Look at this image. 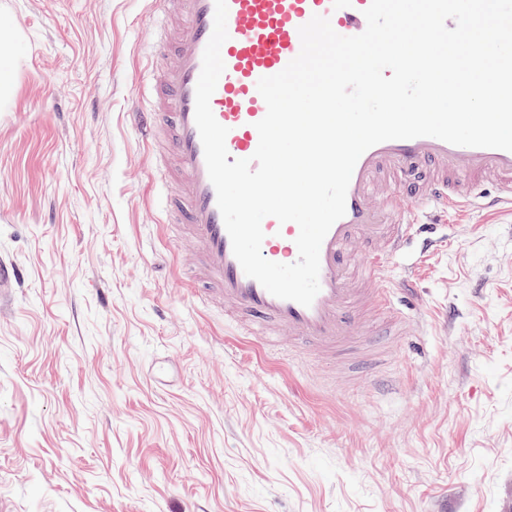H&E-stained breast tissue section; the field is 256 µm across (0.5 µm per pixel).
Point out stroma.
I'll use <instances>...</instances> for the list:
<instances>
[{
  "label": "stroma",
  "mask_w": 512,
  "mask_h": 512,
  "mask_svg": "<svg viewBox=\"0 0 512 512\" xmlns=\"http://www.w3.org/2000/svg\"><path fill=\"white\" fill-rule=\"evenodd\" d=\"M0 512H512V206L443 218L375 389L265 354L160 228L151 0H0ZM174 357L171 380L149 372ZM24 274L21 269L6 261L0 262V303L12 296L13 288H16Z\"/></svg>",
  "instance_id": "1"
}]
</instances>
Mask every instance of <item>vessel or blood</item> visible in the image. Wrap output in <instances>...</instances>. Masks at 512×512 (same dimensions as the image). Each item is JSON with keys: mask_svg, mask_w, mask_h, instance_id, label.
<instances>
[{"mask_svg": "<svg viewBox=\"0 0 512 512\" xmlns=\"http://www.w3.org/2000/svg\"><path fill=\"white\" fill-rule=\"evenodd\" d=\"M161 32L148 60L147 82L136 95L131 120L159 162V201L166 230L193 247L198 277L195 297L221 304L239 318L244 335L288 334L297 344L332 360L364 335L371 313L397 309L398 287L382 273L391 258L414 268L434 242L422 239L407 252L415 225L405 220L402 201L421 210L477 207L494 213L512 205V152L464 147L433 137L390 140L359 158L346 195V213L320 249V291L311 306L270 294L247 276L235 258L209 179L195 123V89L214 21V0H155ZM371 0H227L228 38L221 47L225 70L210 99L216 120L227 127L231 158L251 157L255 128L267 106L257 90L260 78L282 71L301 50L299 29L313 16L329 19L340 35L366 28ZM261 251L273 262L298 258L296 223L262 222ZM370 248L357 267L353 244ZM21 269L0 262V302L23 279Z\"/></svg>", "mask_w": 512, "mask_h": 512, "instance_id": "obj_1", "label": "vessel or blood"}]
</instances>
